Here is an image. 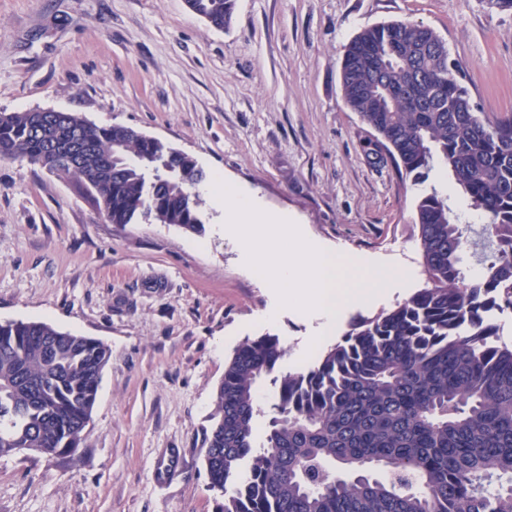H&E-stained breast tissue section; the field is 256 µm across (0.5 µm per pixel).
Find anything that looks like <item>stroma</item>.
Instances as JSON below:
<instances>
[{"mask_svg": "<svg viewBox=\"0 0 512 512\" xmlns=\"http://www.w3.org/2000/svg\"><path fill=\"white\" fill-rule=\"evenodd\" d=\"M402 20L433 29L479 117H512V12L484 0H236L229 29L184 0H0V113L50 108L125 126L292 215L303 234L405 280L343 310L335 333L429 287L421 187L347 106L345 46ZM204 230L112 224L76 179L0 159V323L42 321L112 351L76 454L0 456V512H218L204 466L224 366L277 336L282 370L313 366L315 314L252 277L222 209ZM177 449L174 472L157 465Z\"/></svg>", "mask_w": 512, "mask_h": 512, "instance_id": "obj_1", "label": "stroma"}]
</instances>
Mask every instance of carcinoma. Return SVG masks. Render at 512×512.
I'll list each match as a JSON object with an SVG mask.
<instances>
[{"instance_id": "carcinoma-1", "label": "carcinoma", "mask_w": 512, "mask_h": 512, "mask_svg": "<svg viewBox=\"0 0 512 512\" xmlns=\"http://www.w3.org/2000/svg\"><path fill=\"white\" fill-rule=\"evenodd\" d=\"M227 27L236 0H185ZM347 106L386 141L413 183L434 158L484 217L471 236L448 196L416 204L432 286L362 318L307 369L282 371L275 336L243 341L215 393L205 466L221 512H512V348L490 313L512 309V120L484 123L461 68L430 28L391 21L346 46ZM34 114L0 117V157L45 160L93 181L112 224L202 232L192 157L73 113L89 147L73 167L46 154ZM480 265L468 281L461 254ZM112 357L103 342L45 322L0 324V456L79 448ZM274 387L262 446L255 388Z\"/></svg>"}]
</instances>
